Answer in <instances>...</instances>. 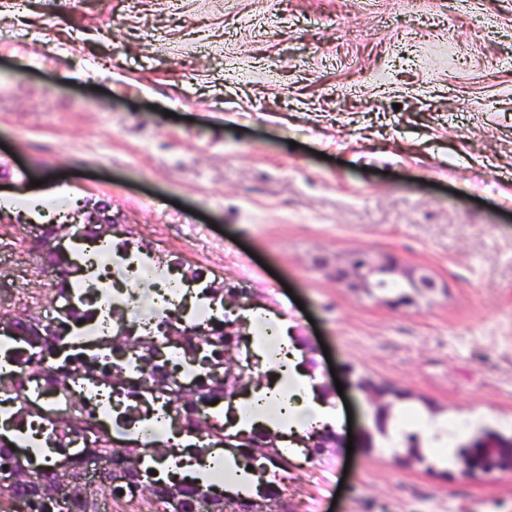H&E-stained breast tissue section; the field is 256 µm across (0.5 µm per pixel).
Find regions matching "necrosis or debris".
<instances>
[{
  "label": "necrosis or debris",
  "mask_w": 512,
  "mask_h": 512,
  "mask_svg": "<svg viewBox=\"0 0 512 512\" xmlns=\"http://www.w3.org/2000/svg\"><path fill=\"white\" fill-rule=\"evenodd\" d=\"M42 227L10 225L0 237V252L28 255L32 270L43 282L29 296L0 290V325L13 326L17 306L34 314L35 328L61 335V345L49 353L16 337L8 361V377L0 381V409L13 426L32 427L51 444L48 452L12 449L9 467L32 475L80 470L89 484L106 477L108 485L127 495L136 486L124 479L113 462L116 448L162 447V440L141 432L143 421L173 427L195 447L210 445L181 408L184 393L196 392L195 415L215 418L220 400L203 395L204 381L223 371V346L207 330L219 304L205 305L206 318L185 314L182 285L158 288L136 262L101 263L97 251L83 255L76 286L54 302V275L43 268ZM141 336L149 340L148 359L131 362L120 351L122 341ZM194 415V416H195ZM85 419L79 432L67 423Z\"/></svg>",
  "instance_id": "obj_1"
}]
</instances>
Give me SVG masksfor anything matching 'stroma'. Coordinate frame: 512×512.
<instances>
[{
    "instance_id": "obj_1",
    "label": "stroma",
    "mask_w": 512,
    "mask_h": 512,
    "mask_svg": "<svg viewBox=\"0 0 512 512\" xmlns=\"http://www.w3.org/2000/svg\"><path fill=\"white\" fill-rule=\"evenodd\" d=\"M43 181L111 203L166 253L447 419L421 458L292 456L299 512H512V474L461 449L512 439V0H0V194ZM425 267L420 305L349 292L316 254ZM338 431L372 410L331 393ZM450 443L441 464L429 449Z\"/></svg>"
}]
</instances>
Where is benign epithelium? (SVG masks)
<instances>
[{
    "label": "benign epithelium",
    "mask_w": 512,
    "mask_h": 512,
    "mask_svg": "<svg viewBox=\"0 0 512 512\" xmlns=\"http://www.w3.org/2000/svg\"><path fill=\"white\" fill-rule=\"evenodd\" d=\"M68 223L77 224H108L111 230L119 226L118 218L112 214L110 204L101 202L93 210L84 206L78 207L69 215ZM315 265L327 275L336 279L343 287L354 293L364 294L383 302H390L380 292L382 283L389 279L402 282L405 293L401 301L406 303L424 299L435 293L438 284L431 274L423 267L410 266L400 263L396 258L384 253H370L361 251L351 257L320 256L315 259ZM225 350L233 357L231 365L224 366V383L237 396L244 388L238 374L241 367L240 333H232V340L225 346ZM348 376L354 378L355 388L367 399L373 409L372 425L362 432L361 446H371L374 434L387 423L388 405L382 398L389 394L386 386L378 384L372 379L355 375V370H347ZM300 447L305 449L306 455H314L313 449L327 448L332 452L344 447V434L333 429H316L308 436L299 439ZM462 464L465 472L469 474H484L493 476L499 473L512 471V442L507 444H492L488 442L476 443L462 453Z\"/></svg>",
    "instance_id": "1"
}]
</instances>
